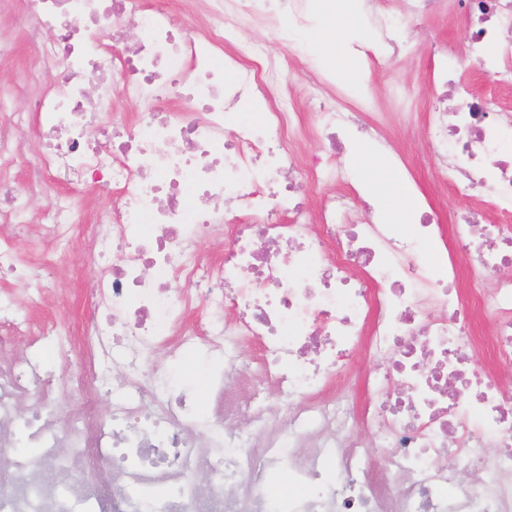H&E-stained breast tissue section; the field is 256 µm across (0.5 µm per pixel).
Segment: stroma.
<instances>
[{
	"label": "stroma",
	"mask_w": 512,
	"mask_h": 512,
	"mask_svg": "<svg viewBox=\"0 0 512 512\" xmlns=\"http://www.w3.org/2000/svg\"><path fill=\"white\" fill-rule=\"evenodd\" d=\"M314 10L316 19L307 27L298 28L284 20L277 26L251 28L245 34L246 39L264 43L271 55L298 60V67L292 68L276 83L275 93L294 98L297 107H304L308 69L313 66L329 75L331 94H345L352 103L368 102L367 119L377 130V139L370 144L371 150L404 176L423 206L433 208L443 224H451L454 212L467 207L468 202L436 184L433 163L421 144V133L425 112L433 97L428 72L434 41L452 47L468 82L476 90L492 88L490 78L482 75L464 52L463 19L448 16L444 11L423 18L404 31L403 38L409 49L401 59L392 66L373 68L368 65L363 51L373 45L380 32L362 0H353L351 5L356 25L351 33L349 53L334 62L318 52L313 43L330 13L323 0H316ZM0 37L10 40L16 47L13 57L0 61V85L22 83L33 51L22 31L15 27L10 12L0 13ZM344 70L354 71L355 79H342L340 73ZM398 87L408 90V100L395 97L394 90ZM328 172L329 178L321 190L307 195L310 211L319 209L324 192L345 190L351 194L356 218H364L371 212H388L389 203L367 189L365 175L349 164L347 154L338 155ZM49 205L50 200L45 196L33 195L24 200L23 209L30 224L25 237L17 241L16 248L21 262L28 266H40L46 260H54V275L47 280H31L26 287L10 279L0 280V306L33 325L63 322L76 329L85 310L81 285L89 242L83 229L78 228L67 250L59 251L37 222L39 214ZM30 287L41 292L40 301L32 305L26 298V290ZM165 368L175 384L190 386L198 410L207 411L210 362L186 351L177 360L167 362Z\"/></svg>",
	"instance_id": "1"
}]
</instances>
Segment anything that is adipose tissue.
<instances>
[{
    "label": "adipose tissue",
    "mask_w": 512,
    "mask_h": 512,
    "mask_svg": "<svg viewBox=\"0 0 512 512\" xmlns=\"http://www.w3.org/2000/svg\"><path fill=\"white\" fill-rule=\"evenodd\" d=\"M350 162L358 168L372 169L378 196L395 198L396 206L388 214L389 223H407L416 206V198L406 180L396 174L384 160L372 155L370 148L360 143L354 145Z\"/></svg>",
    "instance_id": "adipose-tissue-1"
}]
</instances>
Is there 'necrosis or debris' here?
I'll return each mask as SVG.
<instances>
[{"instance_id": "obj_1", "label": "necrosis or debris", "mask_w": 512, "mask_h": 512, "mask_svg": "<svg viewBox=\"0 0 512 512\" xmlns=\"http://www.w3.org/2000/svg\"><path fill=\"white\" fill-rule=\"evenodd\" d=\"M381 37L370 62L394 64L407 50L403 29L435 12L441 0H366ZM468 19L475 67L512 87V0H453ZM35 50L28 70L61 76L31 99V113L7 111L17 95L0 86V223H17L27 196L53 193L40 222L68 242L83 212L59 184L95 185L110 204L90 219L87 254L91 305L81 332L41 329L43 352L75 350L83 368L70 384L109 397L67 435L52 412L59 389L30 359L0 361V512H512V389L472 352L487 342L497 363H512V277L485 289V274L512 266V110L474 91L456 58L437 47L429 79L453 106L428 112L423 145L436 180L456 195L484 190L498 215L482 224L463 212L453 248L441 262L424 247L445 236L429 213L416 224L354 218L350 195H327L310 214L300 193L342 149L361 106L328 96L314 75L306 108L323 153L313 162L290 150L301 115L282 99L266 101L262 126L232 108L275 82L290 66L242 32L259 21L238 0H209L210 36L200 42L168 0H0ZM138 27L146 44L128 52ZM231 48L238 71L224 80L215 51ZM94 91L86 93L85 78ZM140 104L136 129L100 118L114 93ZM36 118L42 148L29 156L21 134ZM24 172V180L11 171ZM228 231L220 258L201 241ZM470 261L460 288L458 255ZM440 315H431L428 304ZM493 321L475 328L477 311ZM257 339L253 380L271 378L290 405L271 420L260 402L196 416L192 397L161 392L167 376L153 358L203 347L224 363L211 380L215 403L238 377L237 347ZM381 359L363 382L374 403L352 416L350 395L326 398L361 344ZM28 408H21V401ZM374 440L364 447L350 429ZM496 435L489 457L473 454L476 432ZM313 440L290 456L292 443ZM74 449L71 460L60 451ZM467 459L472 477L457 482L447 455ZM75 469L67 482L60 467ZM208 470L209 482L195 481ZM287 488L268 490L271 471Z\"/></svg>"}]
</instances>
